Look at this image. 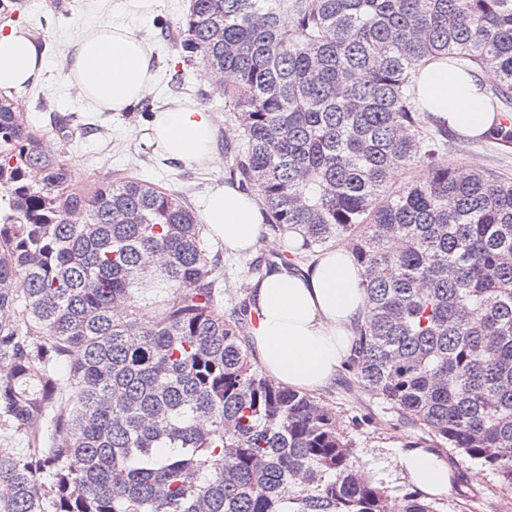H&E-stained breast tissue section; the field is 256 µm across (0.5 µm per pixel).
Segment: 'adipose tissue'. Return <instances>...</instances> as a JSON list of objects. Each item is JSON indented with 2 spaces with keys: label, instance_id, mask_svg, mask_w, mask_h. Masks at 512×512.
I'll use <instances>...</instances> for the list:
<instances>
[{
  "label": "adipose tissue",
  "instance_id": "ef3b65f1",
  "mask_svg": "<svg viewBox=\"0 0 512 512\" xmlns=\"http://www.w3.org/2000/svg\"><path fill=\"white\" fill-rule=\"evenodd\" d=\"M47 71L44 48L19 28L0 34V93L16 98L40 83ZM70 73L82 96L105 112H127L144 98L156 77L154 58L144 39L121 21L89 26L72 41ZM489 72H467L431 60L416 75L418 101L431 118L457 133L484 135L495 115L480 84ZM155 152L178 166L216 165L209 112L180 103L156 112L149 139ZM205 222L227 253L255 252L265 220L257 197L233 183H214L204 197ZM362 269L346 246L323 251L297 269L279 267L255 281L252 311L260 320L248 341L266 375L282 386L313 393L327 386L353 354L356 330L366 303ZM400 464L427 495L447 492V463L436 453L411 448Z\"/></svg>",
  "mask_w": 512,
  "mask_h": 512
}]
</instances>
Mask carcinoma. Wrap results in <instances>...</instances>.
<instances>
[{
	"label": "carcinoma",
	"instance_id": "obj_1",
	"mask_svg": "<svg viewBox=\"0 0 512 512\" xmlns=\"http://www.w3.org/2000/svg\"><path fill=\"white\" fill-rule=\"evenodd\" d=\"M179 38L238 114L230 173L270 230L351 240L358 385L512 487V177L448 163L406 93L428 59L492 70L485 138L512 148V0H192ZM202 230L154 184L73 187L0 98V404L32 445L0 450V512H391L332 410L252 368ZM159 284L161 309L133 312ZM403 512L438 510L414 491Z\"/></svg>",
	"mask_w": 512,
	"mask_h": 512
}]
</instances>
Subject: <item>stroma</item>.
I'll return each mask as SVG.
<instances>
[{
	"label": "stroma",
	"instance_id": "stroma-1",
	"mask_svg": "<svg viewBox=\"0 0 512 512\" xmlns=\"http://www.w3.org/2000/svg\"><path fill=\"white\" fill-rule=\"evenodd\" d=\"M190 5L191 0H65L64 7L57 9L51 0H27L20 13L0 16V26L20 25L46 45V79L26 90L20 113L38 133L59 120L74 129L73 140L61 150L79 187L90 188L120 174L134 176L158 185L199 212L208 188L228 179L224 165L176 167L167 163L146 141L151 113L138 108L99 111L66 78L71 41L88 25L120 15L153 48L156 78L147 95L154 110L178 99L195 102L213 116L220 154L242 146L237 116L225 111L223 98L215 92L214 76L200 61L188 65L183 62L176 30ZM178 71L186 78L184 87L177 90L171 78ZM443 153L452 164L512 174V148L453 135L444 139ZM272 237V232L263 231V243L254 255L236 257L225 254L220 240L204 234L206 253L223 272L216 300L224 312L238 306L243 297L241 284L254 280L252 268L277 262V253L265 245ZM316 398L333 409L336 425L352 439L364 471L386 487L392 507H399L415 485L401 472L398 458L421 442L422 430L403 419L389 403L359 387L353 370L347 368ZM439 455L451 471L448 492L439 499L440 512H512V488L502 486L491 471L448 448L440 450Z\"/></svg>",
	"mask_w": 512,
	"mask_h": 512
}]
</instances>
